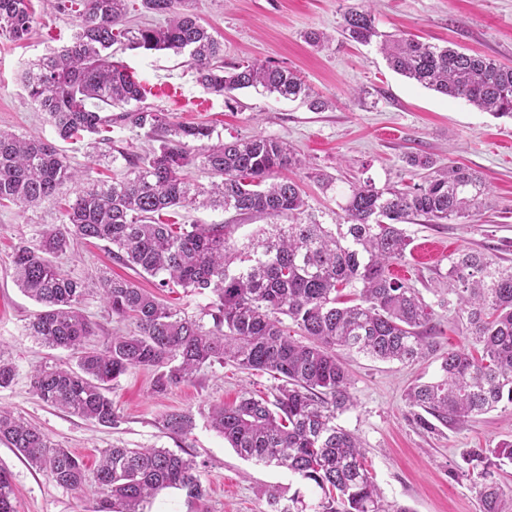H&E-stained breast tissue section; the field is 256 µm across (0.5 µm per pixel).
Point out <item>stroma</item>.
<instances>
[{"label": "stroma", "instance_id": "35a3bbf8", "mask_svg": "<svg viewBox=\"0 0 512 512\" xmlns=\"http://www.w3.org/2000/svg\"><path fill=\"white\" fill-rule=\"evenodd\" d=\"M357 0H196L200 23L224 44L226 65L261 61L300 73L315 95L329 101L322 112L263 89L235 91L232 100L199 84L187 55L170 51L112 47L141 82L146 101L170 113L177 122H207L223 140L262 135L287 142L307 167L297 181L306 194L308 217L323 224L336 221V194L349 182L376 187L413 184L419 177L404 161L407 152H421L445 166L458 162L482 173L490 192L475 216L446 224L415 218L406 224L410 238L404 263L393 265L395 278L417 288L433 301L437 274L448 257L460 251L485 254L512 266V160L500 143H512V119L497 118L462 99L422 87L389 68L376 45L363 46L339 34L342 13ZM29 39L15 43L0 35V128L18 135H37L58 143L76 167H90L98 178L124 174V161H112L87 143L59 141L46 115L31 101L25 87L29 65L51 50L67 45L78 24L70 13L34 4ZM376 23L387 34L405 35L440 46L463 48L512 66V0H375ZM311 30L330 34L328 47L309 46ZM332 175L336 187L322 191L315 176ZM58 205L24 209L0 206V351L16 364L12 386L0 389V407L44 432L70 450L94 472L102 449L156 446L194 456L208 488L195 500L169 489L149 504V512H269L266 493L277 487L301 491L313 501L312 489L288 470L241 458L207 424L211 405L232 403L242 392L270 397L274 378L230 364H214L195 379L158 395L151 372L134 369L113 386L111 398L119 422L102 427L50 406L30 388V371L41 363L69 361L63 349H48L30 334L38 304L15 284L12 255L17 246H37L42 229L59 223ZM74 278L106 275L125 278L146 289L155 281L115 262L106 243L75 241L58 259ZM437 356L412 364L383 362L347 352L343 360L352 377L355 404L337 414V426L354 433L367 450V465L382 496L407 512H480L478 478L468 475L461 459L466 448H486L512 441V416L497 409L463 425L429 432L413 419L406 392L439 373V354L468 343L464 323L453 312H438L434 337ZM175 410L192 411L196 427L185 438L164 433L158 421ZM0 465L12 474L17 512H90L96 490L61 487L31 467L14 449L0 443Z\"/></svg>", "mask_w": 512, "mask_h": 512}]
</instances>
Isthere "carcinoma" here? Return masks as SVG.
Wrapping results in <instances>:
<instances>
[{
	"instance_id": "cac0c4a2",
	"label": "carcinoma",
	"mask_w": 512,
	"mask_h": 512,
	"mask_svg": "<svg viewBox=\"0 0 512 512\" xmlns=\"http://www.w3.org/2000/svg\"><path fill=\"white\" fill-rule=\"evenodd\" d=\"M59 12H76L69 44L35 62L27 72L30 99L64 141L98 136V144L125 161V175L104 183L90 167L71 165L56 145L0 129V202L22 208L73 199L62 222L43 230L35 248L18 247L15 283L42 306L31 335L53 349L71 352L73 365L32 369L30 386L44 402L104 427L118 423L112 386L133 369L153 373L158 394L193 380L214 363L269 373L279 384L273 400L245 393L231 405L211 408L207 422L238 455L282 467L318 493L309 507L298 494L269 491L271 512H405L381 498L366 465L365 449L336 426V413L354 405L352 381L339 352L410 363L436 351V312L413 286L394 278L391 267L406 259L410 240L401 225L415 217L432 224L468 218L489 193L481 173L457 164L437 168L432 158L410 152L405 162L421 182L376 188L349 182L338 203L336 225L300 222L307 201L290 178L273 174L304 161L288 144L253 135L212 142L205 123L174 122L144 105V89L112 61L118 39L145 51L188 54L197 81L229 100L232 93L262 86L288 99L309 97L294 72L253 62L224 66V43L189 10L191 0H141L142 8L167 18L163 26L122 27L127 0H48ZM32 0H0V35L14 42L32 32ZM342 36L370 45L397 73L445 96L460 98L494 116L512 118V67L480 54L381 33L371 11L349 6ZM119 109L105 113L106 107ZM127 127L159 145L140 155L112 140V125ZM215 180L207 187L189 180L193 167ZM220 207L237 215L286 217L267 224L236 245L237 224H179L165 217L178 208ZM75 237L112 245L113 258L137 274L158 279L157 288L210 291L215 300L200 317L171 307L157 294L128 280L75 279L57 264ZM437 306H454L467 336L464 347L440 360L437 379L412 386L406 401L427 431L462 424L512 405V267L479 252L448 258ZM355 289L354 297L344 293ZM96 296L104 311L133 325L97 346L96 323L83 312ZM209 316L208 328L203 317ZM296 328L293 337L284 320ZM16 366L0 352V388L11 386ZM159 425L186 437L195 428L190 411H172ZM0 441L56 484L82 491L85 466L39 428L0 408ZM461 458L481 479L482 512H512V489H503L491 469L512 465V441L492 448H465ZM97 498L91 512H144L162 490L175 488L194 499L208 493L200 465L167 448L105 449L96 468ZM0 512H17L10 474L0 468Z\"/></svg>"
}]
</instances>
